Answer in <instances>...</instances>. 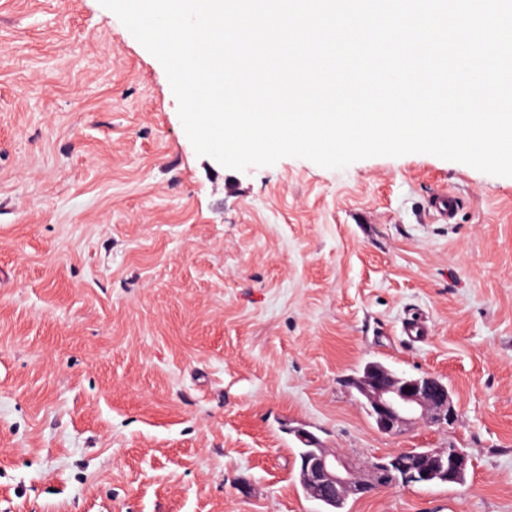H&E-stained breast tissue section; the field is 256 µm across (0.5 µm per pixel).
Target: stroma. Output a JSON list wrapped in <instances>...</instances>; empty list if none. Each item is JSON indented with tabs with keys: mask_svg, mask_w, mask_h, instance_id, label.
<instances>
[{
	"mask_svg": "<svg viewBox=\"0 0 512 512\" xmlns=\"http://www.w3.org/2000/svg\"><path fill=\"white\" fill-rule=\"evenodd\" d=\"M370 361L440 378L455 420L378 430ZM298 428L469 459L348 512H512V177L225 168L99 0H0V512H319Z\"/></svg>",
	"mask_w": 512,
	"mask_h": 512,
	"instance_id": "1",
	"label": "stroma"
}]
</instances>
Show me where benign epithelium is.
<instances>
[{
	"mask_svg": "<svg viewBox=\"0 0 512 512\" xmlns=\"http://www.w3.org/2000/svg\"><path fill=\"white\" fill-rule=\"evenodd\" d=\"M352 385L366 400L378 429L397 434L407 423L422 418L444 427L456 416L448 385L432 374L397 375L370 365ZM296 437L313 446L299 466L300 477L309 494L317 500H358L383 488L410 484H455L468 468V458L459 448H429L416 454L414 464L399 463L397 454L380 456L360 472L340 451H328L304 429Z\"/></svg>",
	"mask_w": 512,
	"mask_h": 512,
	"instance_id": "1",
	"label": "benign epithelium"
}]
</instances>
